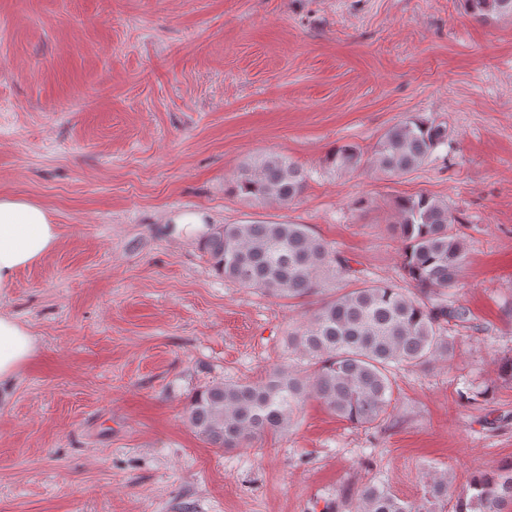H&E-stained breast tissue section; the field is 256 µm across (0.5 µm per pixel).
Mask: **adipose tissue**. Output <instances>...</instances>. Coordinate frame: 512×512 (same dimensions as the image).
<instances>
[{
	"mask_svg": "<svg viewBox=\"0 0 512 512\" xmlns=\"http://www.w3.org/2000/svg\"><path fill=\"white\" fill-rule=\"evenodd\" d=\"M58 240V227L43 206L0 195V291L13 286L18 272L52 252ZM35 346L25 325L0 314V383L16 375Z\"/></svg>",
	"mask_w": 512,
	"mask_h": 512,
	"instance_id": "adipose-tissue-1",
	"label": "adipose tissue"
}]
</instances>
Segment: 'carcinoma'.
<instances>
[{
    "label": "carcinoma",
    "instance_id": "cac0c4a2",
    "mask_svg": "<svg viewBox=\"0 0 512 512\" xmlns=\"http://www.w3.org/2000/svg\"><path fill=\"white\" fill-rule=\"evenodd\" d=\"M462 3L477 20L512 16V0ZM447 144L445 126L411 115L386 130L372 152L346 142L332 149L326 162L337 170L372 167L400 178ZM307 179V172L287 157L266 154L241 168L234 191L258 205L288 204L302 195ZM394 210L405 277L424 294L454 287L466 246L453 231L457 219L448 203L422 192L397 200ZM201 249L224 278L274 296L308 297L330 277L350 271L348 260L305 224H216ZM468 315L466 308L446 299L426 304L384 283L326 299L288 336L289 346L307 360L308 369L280 366L258 382L201 389L187 404V422L219 449L239 448L288 430L310 398L353 425L378 423L394 401L393 371L447 355L453 337L442 335L444 325ZM447 504L448 477L434 473L418 502L402 500L384 486L364 487L358 512H445ZM507 505H512V460L475 474L452 512H505Z\"/></svg>",
    "mask_w": 512,
    "mask_h": 512
}]
</instances>
